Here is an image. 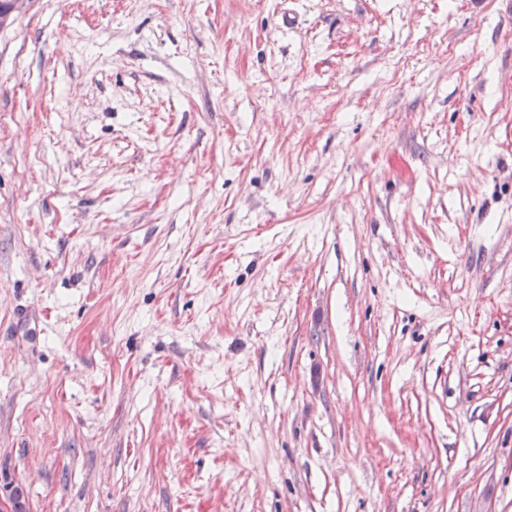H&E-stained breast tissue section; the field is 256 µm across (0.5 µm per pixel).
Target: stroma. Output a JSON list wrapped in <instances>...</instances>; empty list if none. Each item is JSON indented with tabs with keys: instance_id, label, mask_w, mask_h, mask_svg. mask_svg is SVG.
Segmentation results:
<instances>
[{
	"instance_id": "stroma-1",
	"label": "stroma",
	"mask_w": 512,
	"mask_h": 512,
	"mask_svg": "<svg viewBox=\"0 0 512 512\" xmlns=\"http://www.w3.org/2000/svg\"><path fill=\"white\" fill-rule=\"evenodd\" d=\"M15 488L25 512H512V0L13 11Z\"/></svg>"
}]
</instances>
